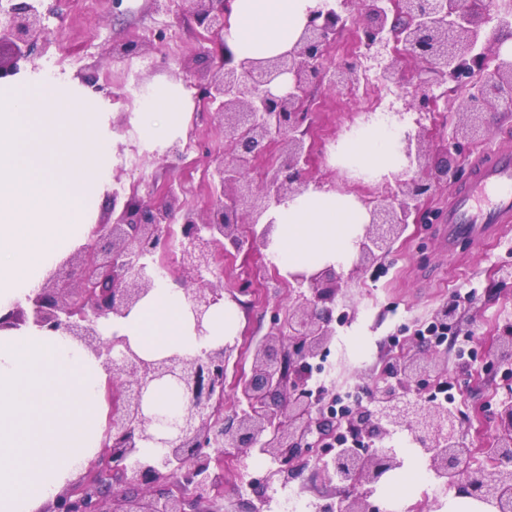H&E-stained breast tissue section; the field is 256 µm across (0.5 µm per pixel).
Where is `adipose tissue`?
Listing matches in <instances>:
<instances>
[{"label": "adipose tissue", "instance_id": "obj_1", "mask_svg": "<svg viewBox=\"0 0 512 512\" xmlns=\"http://www.w3.org/2000/svg\"><path fill=\"white\" fill-rule=\"evenodd\" d=\"M334 0H232L224 40L240 59H266L290 49L310 12ZM190 95L183 83L159 86L133 111L142 145L168 146L183 131ZM410 125L391 112H375L352 133L341 136L330 156L356 177L390 181L407 166L402 140ZM274 224L265 249L268 261L285 276L350 267L370 220L353 194L310 189L270 210ZM240 313L231 302L213 306L198 334L194 315L178 287L167 281L154 288L126 318L105 324L103 336H126L144 359L180 354L195 356L236 336Z\"/></svg>", "mask_w": 512, "mask_h": 512}]
</instances>
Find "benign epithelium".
<instances>
[{
    "mask_svg": "<svg viewBox=\"0 0 512 512\" xmlns=\"http://www.w3.org/2000/svg\"><path fill=\"white\" fill-rule=\"evenodd\" d=\"M190 17L207 34L212 76L198 85L204 103L215 106L213 119L229 142V159L210 160L216 197L206 214L186 207L172 190L160 205L112 191L113 222L96 224L79 249V265L64 262L26 305L0 316V329L32 324L61 330L90 349L109 376V414L102 451L93 465L50 502L43 512H216L224 497V459L245 461L268 456L283 483L294 479L310 450L335 447L316 458L319 469L342 484L337 505L316 512H383L370 501L372 487L403 466L395 449L379 443L399 431L411 437L435 478L493 509L512 512V400L501 403L500 433L488 444L491 468L470 467L474 449L463 439L452 408L435 404L422 392L441 385L435 346L393 359L395 383L375 390L367 404L345 409L341 417L325 402L326 392L310 386L312 360L324 357L335 336L333 306L341 276L329 268L310 276L293 275L288 288L296 306L274 322L253 348L251 373L233 384L236 409L224 420L226 369L239 349L238 339L193 357L173 354L146 360L126 338H102L104 321L122 318L154 287L149 267L176 240L186 301L202 329L203 317L224 299L214 281L224 277L218 258L245 247L266 246L272 224L256 229L262 217L288 197L302 192L313 144L306 140L308 84L353 85L352 67L324 64L346 18L333 8L311 13L294 46L266 60H236L224 43L231 0H186ZM363 42L376 61V79L401 85L413 69L421 93L403 102L397 114L415 110L433 116L434 87L450 84L464 92L462 113L469 121L448 137V149L475 141L490 131L489 115L512 111V53L499 50V35L512 28V0H360ZM48 37L43 13L34 0L0 8V81L19 73V62ZM494 61L487 70L488 61ZM282 142L286 155L254 187L247 170L271 144ZM407 168L426 167L421 135H405ZM459 176L437 165L426 178L398 185L385 205L369 210L370 222L359 243L358 265L387 255L421 209L433 187ZM194 287H186V283ZM458 303L449 301L431 325L458 330ZM496 361L512 365V324L495 339ZM173 385L180 411L159 413L149 403L156 385ZM152 444L161 452L146 457Z\"/></svg>",
    "mask_w": 512,
    "mask_h": 512,
    "instance_id": "1",
    "label": "benign epithelium"
}]
</instances>
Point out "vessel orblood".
Segmentation results:
<instances>
[{
    "instance_id": "vessel-or-blood-1",
    "label": "vessel or blood",
    "mask_w": 512,
    "mask_h": 512,
    "mask_svg": "<svg viewBox=\"0 0 512 512\" xmlns=\"http://www.w3.org/2000/svg\"><path fill=\"white\" fill-rule=\"evenodd\" d=\"M443 221L449 241L463 238L476 248L512 223V154L482 155L474 179L449 205Z\"/></svg>"
}]
</instances>
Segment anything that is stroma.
Returning <instances> with one entry per match:
<instances>
[{"label": "stroma", "instance_id": "obj_1", "mask_svg": "<svg viewBox=\"0 0 512 512\" xmlns=\"http://www.w3.org/2000/svg\"><path fill=\"white\" fill-rule=\"evenodd\" d=\"M43 0L44 23L54 39L40 43L26 69L69 72L80 78L96 77L109 92V104L117 113L112 121L121 138L111 171L112 185L122 191L136 190L146 203L164 201L169 186L190 183L188 203L198 212L209 209L214 187L206 174L208 152L223 148L225 141L212 120L211 108L193 98L186 132L180 139L187 146L186 159L148 150L140 142L132 122L141 96L169 81L197 83L210 76L208 43L190 16L156 10L152 0ZM360 11L358 0H349L340 12L350 23L329 50L331 64L355 63L360 75L355 87L309 88L314 145L307 183L354 193L361 201L380 204L389 190L373 181H354L329 161V148L341 135L358 126L365 113L386 112L395 101L392 91L368 76L369 60L352 58L346 50L353 39L352 21ZM135 45L130 55L121 47ZM458 93L438 101L434 120L426 121L423 146L429 163L448 160L459 167L457 182L434 187L422 205L420 223L409 225L392 251L368 271L344 274L336 298V312L345 316L336 324V334L323 363L326 370L313 376L314 386L342 396L356 392L370 399L376 387L387 380L388 361L396 350L411 351L418 345L419 328L429 325L434 312L449 299L459 300L460 327L447 336L435 359L449 381L452 405L466 440L476 446L472 466L484 469L488 461L479 450L499 429L501 403L512 394V372L494 364V338L500 327L512 323V228L475 249L466 241L448 248L440 216L458 184L472 175L471 163L483 151L512 152V112L496 113L489 134L446 152L445 141L463 120ZM224 294L235 297L244 312L237 338L246 346L262 340L270 331L275 313L288 310L294 296L287 285H276L278 270L268 261L263 247L225 256ZM270 460L247 459L224 464L222 512H287L290 498L300 500L302 512L339 498L336 481L306 466L288 484L272 479ZM399 472L384 478L371 497L382 512H447L454 493L429 480L406 494L391 493L401 484Z\"/></svg>", "mask_w": 512, "mask_h": 512}]
</instances>
